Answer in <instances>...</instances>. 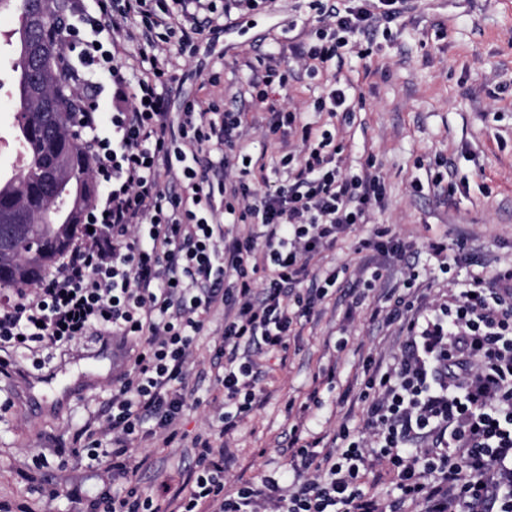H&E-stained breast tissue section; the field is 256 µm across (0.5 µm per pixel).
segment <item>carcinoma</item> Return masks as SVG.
<instances>
[{
	"label": "carcinoma",
	"mask_w": 512,
	"mask_h": 512,
	"mask_svg": "<svg viewBox=\"0 0 512 512\" xmlns=\"http://www.w3.org/2000/svg\"><path fill=\"white\" fill-rule=\"evenodd\" d=\"M5 9L26 18L10 83L18 100L16 137L34 153L24 169L0 174V288H27L67 249L96 189L77 133L76 92L58 66V16L46 0H0Z\"/></svg>",
	"instance_id": "obj_1"
}]
</instances>
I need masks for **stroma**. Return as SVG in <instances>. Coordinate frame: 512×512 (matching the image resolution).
I'll return each mask as SVG.
<instances>
[{
	"label": "stroma",
	"mask_w": 512,
	"mask_h": 512,
	"mask_svg": "<svg viewBox=\"0 0 512 512\" xmlns=\"http://www.w3.org/2000/svg\"><path fill=\"white\" fill-rule=\"evenodd\" d=\"M321 0H268L231 26L203 33L192 54L179 57L182 97L214 102L217 109L264 119L245 92V60L275 54L290 69L281 104L310 112L324 74L295 66L294 39L316 41ZM338 77L355 88L354 110L336 117V142L348 172L377 173L385 186L369 223L354 226L312 261L336 270L335 292L319 314L293 336L284 357H264L273 370L263 402L241 420L224 444L227 484L256 479L288 458L290 429L311 389L319 391L312 427L335 433L357 427L367 359L387 361L402 338L397 326L372 320L394 288L414 281L421 302L453 299L463 284L512 266V0H407L403 12L372 38L357 37L344 50ZM182 97L171 100L180 111ZM386 231L408 246L397 261L369 246ZM443 252H435L434 244ZM368 289L362 309L349 312V289ZM136 350L113 338L112 369L95 376L72 366L61 400H29L23 378H0V502L27 512H78L72 499H42L37 487H101L107 474L88 468L69 450L89 413L106 409L112 384ZM214 336L201 337L189 365L199 407L187 410L171 444L148 438L138 447L146 463L139 486L149 495L187 487L194 443L206 435L215 404ZM334 381H327L328 369ZM46 466H35L38 455Z\"/></svg>",
	"instance_id": "obj_1"
}]
</instances>
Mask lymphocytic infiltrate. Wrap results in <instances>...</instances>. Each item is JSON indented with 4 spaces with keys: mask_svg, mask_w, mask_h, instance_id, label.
Masks as SVG:
<instances>
[{
    "mask_svg": "<svg viewBox=\"0 0 512 512\" xmlns=\"http://www.w3.org/2000/svg\"><path fill=\"white\" fill-rule=\"evenodd\" d=\"M83 2H69L60 60L101 192L34 290H0V374L14 356L37 358L91 336L137 343L107 413L84 424L72 451L129 483L102 488L87 512H405L409 503L423 512H512V268L475 279L448 304L390 296L385 319L401 321L407 340L392 364L367 370L364 435L345 427L340 446L325 445L304 417L318 401L310 394L292 427L291 485L273 469L260 485L225 492L224 437L265 391L260 355L284 352L335 287L332 270L306 287L309 261L368 222L383 184L369 171L347 173L335 133L307 113L277 109L275 65L249 66L246 76L251 98L268 111L262 134L281 152L274 174L239 165L243 112H213L193 99L171 113L158 87L177 82L173 53L195 46L215 0H96V18ZM399 2L321 11L320 44L294 45L295 59L309 73L328 71L352 37L395 19ZM101 33L107 45L93 43ZM162 34L177 49L160 44ZM107 90L105 129L99 99ZM242 223L246 233L229 234ZM218 312L213 381L224 411L217 432L195 441L190 489L163 505L135 482L137 446L153 433L168 444L176 438L194 395L187 364ZM377 462L394 476L385 502L368 489Z\"/></svg>",
    "mask_w": 512,
    "mask_h": 512,
    "instance_id": "1",
    "label": "lymphocytic infiltrate"
}]
</instances>
